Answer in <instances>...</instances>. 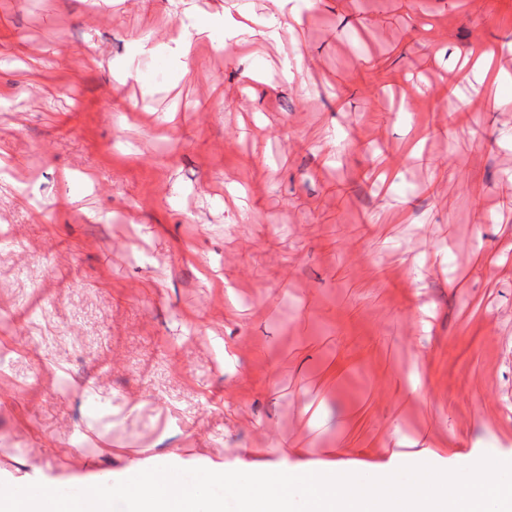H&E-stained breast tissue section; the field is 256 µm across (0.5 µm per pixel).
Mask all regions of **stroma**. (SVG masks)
Returning <instances> with one entry per match:
<instances>
[{
	"label": "stroma",
	"mask_w": 512,
	"mask_h": 512,
	"mask_svg": "<svg viewBox=\"0 0 512 512\" xmlns=\"http://www.w3.org/2000/svg\"><path fill=\"white\" fill-rule=\"evenodd\" d=\"M477 41L512 0H0V482L512 460Z\"/></svg>",
	"instance_id": "obj_1"
}]
</instances>
